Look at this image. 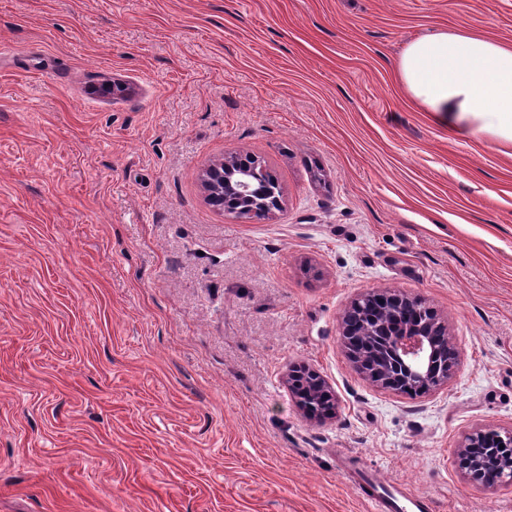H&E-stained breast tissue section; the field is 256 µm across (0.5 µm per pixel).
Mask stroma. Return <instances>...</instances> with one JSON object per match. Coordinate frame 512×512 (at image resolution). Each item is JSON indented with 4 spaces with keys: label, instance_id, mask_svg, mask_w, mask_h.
Returning a JSON list of instances; mask_svg holds the SVG:
<instances>
[{
    "label": "stroma",
    "instance_id": "1",
    "mask_svg": "<svg viewBox=\"0 0 512 512\" xmlns=\"http://www.w3.org/2000/svg\"><path fill=\"white\" fill-rule=\"evenodd\" d=\"M461 28L512 46V0H0V512H370L372 469L512 512L457 463L512 432V149L398 77ZM239 152L272 218L207 202ZM375 290L435 311L446 384L357 369L340 317ZM298 378L301 379L299 382L295 380ZM287 383L296 399V403L299 409L307 417L312 419L323 420L326 418H331L333 415L336 414V398L330 386L319 373L306 368H295L288 374ZM296 384H301L302 386L311 385L312 387H314L315 390L316 388L322 390V393L325 394L327 398H329V402L325 404L327 408L315 410L313 412L311 410L313 407L311 402L318 401V398H316V393L308 391L302 394L301 391H296Z\"/></svg>",
    "mask_w": 512,
    "mask_h": 512
}]
</instances>
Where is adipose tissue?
<instances>
[{
    "label": "adipose tissue",
    "instance_id": "1",
    "mask_svg": "<svg viewBox=\"0 0 512 512\" xmlns=\"http://www.w3.org/2000/svg\"><path fill=\"white\" fill-rule=\"evenodd\" d=\"M399 79L452 132L512 145V47L468 31L440 32L405 49Z\"/></svg>",
    "mask_w": 512,
    "mask_h": 512
}]
</instances>
